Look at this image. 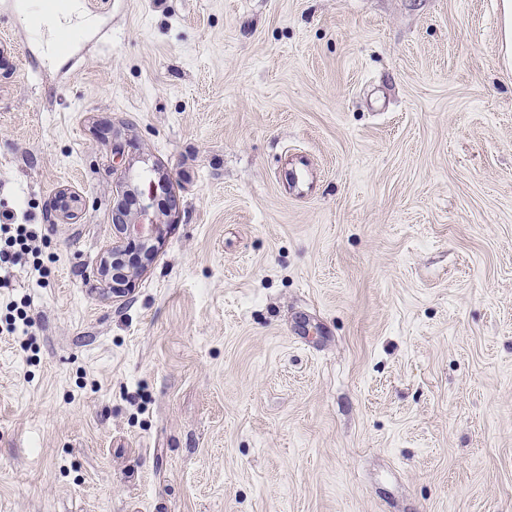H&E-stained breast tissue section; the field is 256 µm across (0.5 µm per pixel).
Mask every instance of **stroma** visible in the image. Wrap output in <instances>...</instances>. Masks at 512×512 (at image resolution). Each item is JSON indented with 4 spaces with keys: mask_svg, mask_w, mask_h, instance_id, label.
Masks as SVG:
<instances>
[{
    "mask_svg": "<svg viewBox=\"0 0 512 512\" xmlns=\"http://www.w3.org/2000/svg\"><path fill=\"white\" fill-rule=\"evenodd\" d=\"M91 2L59 55L0 0V512H512L499 0ZM78 196L69 188L61 189L55 196L52 206L61 223L72 224L78 218ZM112 223L117 233L116 241L102 257L99 273L104 277L112 273V292L114 289V293L122 296L121 294H129L132 291V283L139 268L143 266V259L149 261L155 255L162 239L160 225L156 224L147 208H143L136 220H131L122 208L117 207L113 211ZM118 262L125 266V269H138L132 270L128 275L123 271L120 277L114 276L113 268ZM35 224H0V287H8L13 267L25 262V255L34 254L32 243L38 238ZM2 233L7 235L2 244ZM3 272V275H2ZM2 284V286H1Z\"/></svg>",
    "mask_w": 512,
    "mask_h": 512,
    "instance_id": "obj_1",
    "label": "stroma"
}]
</instances>
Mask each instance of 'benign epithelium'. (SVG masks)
Returning a JSON list of instances; mask_svg holds the SVG:
<instances>
[{
    "instance_id": "7a95c632",
    "label": "benign epithelium",
    "mask_w": 512,
    "mask_h": 512,
    "mask_svg": "<svg viewBox=\"0 0 512 512\" xmlns=\"http://www.w3.org/2000/svg\"><path fill=\"white\" fill-rule=\"evenodd\" d=\"M77 203V194L69 188H63L55 196L52 206L59 220L69 224L78 218ZM112 223L116 230V241L102 257L99 273L104 277L110 276L118 263L131 269L127 275L111 276L114 293L128 294L132 291L137 269L143 266V261L155 255L162 243L160 225L145 210L135 220L129 219L123 210L115 212Z\"/></svg>"
}]
</instances>
